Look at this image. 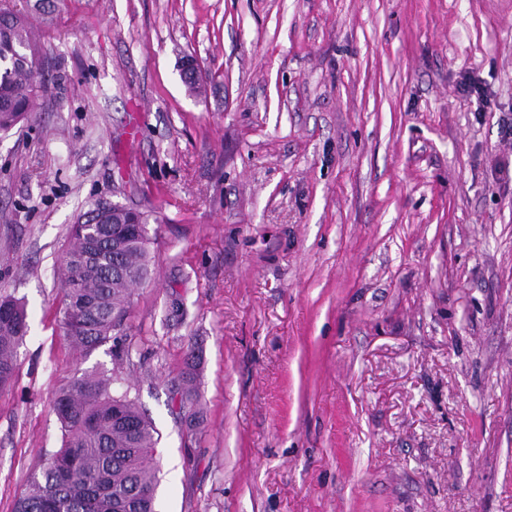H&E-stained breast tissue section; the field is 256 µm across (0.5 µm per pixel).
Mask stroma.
<instances>
[{
	"mask_svg": "<svg viewBox=\"0 0 512 512\" xmlns=\"http://www.w3.org/2000/svg\"><path fill=\"white\" fill-rule=\"evenodd\" d=\"M14 2L45 90L0 132V512L78 369L152 421L158 512H512V0ZM101 202L151 274L81 355L57 260ZM27 308L23 298L0 293V389L15 377L18 349L26 336Z\"/></svg>",
	"mask_w": 512,
	"mask_h": 512,
	"instance_id": "35a3bbf8",
	"label": "stroma"
}]
</instances>
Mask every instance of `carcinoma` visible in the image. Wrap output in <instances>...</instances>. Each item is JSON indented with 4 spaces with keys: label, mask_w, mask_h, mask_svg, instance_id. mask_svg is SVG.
<instances>
[{
    "label": "carcinoma",
    "mask_w": 512,
    "mask_h": 512,
    "mask_svg": "<svg viewBox=\"0 0 512 512\" xmlns=\"http://www.w3.org/2000/svg\"><path fill=\"white\" fill-rule=\"evenodd\" d=\"M40 40L35 24L0 0V131L36 120L34 101ZM119 253L125 274L111 272L112 225L75 224L63 251L57 322L70 345L89 353L117 340L133 290L149 275L145 225L130 224ZM23 299L0 293V389L14 380L26 336ZM53 411L61 425L60 448L30 472L15 512H155L157 444L152 422L127 395L112 393V379L96 372L69 378Z\"/></svg>",
    "instance_id": "carcinoma-1"
}]
</instances>
